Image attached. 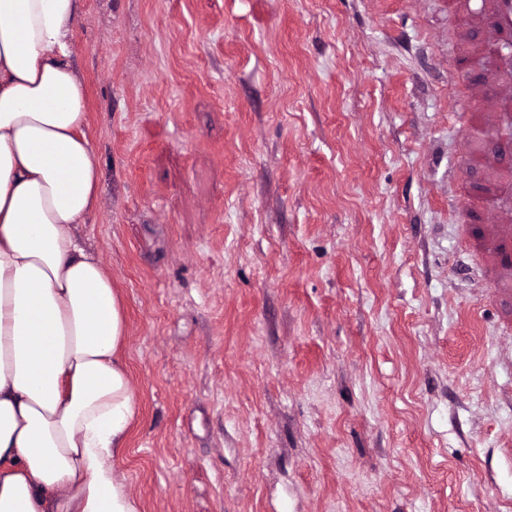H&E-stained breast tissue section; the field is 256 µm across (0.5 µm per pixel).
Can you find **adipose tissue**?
Masks as SVG:
<instances>
[{"label":"adipose tissue","mask_w":512,"mask_h":512,"mask_svg":"<svg viewBox=\"0 0 512 512\" xmlns=\"http://www.w3.org/2000/svg\"><path fill=\"white\" fill-rule=\"evenodd\" d=\"M79 0H0V512H140L115 467L138 413L119 294L78 229L98 160Z\"/></svg>","instance_id":"adipose-tissue-1"}]
</instances>
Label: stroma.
<instances>
[{
    "instance_id": "1",
    "label": "stroma",
    "mask_w": 512,
    "mask_h": 512,
    "mask_svg": "<svg viewBox=\"0 0 512 512\" xmlns=\"http://www.w3.org/2000/svg\"><path fill=\"white\" fill-rule=\"evenodd\" d=\"M448 0H81L142 512H512V302L449 182Z\"/></svg>"
}]
</instances>
